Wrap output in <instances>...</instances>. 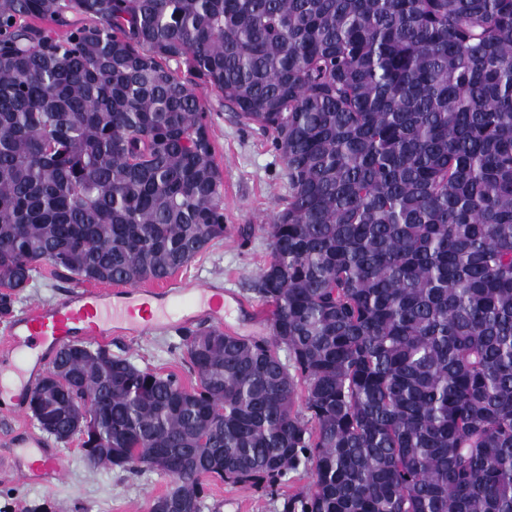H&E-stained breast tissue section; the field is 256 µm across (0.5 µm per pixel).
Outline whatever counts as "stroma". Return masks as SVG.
Masks as SVG:
<instances>
[{"label":"stroma","mask_w":512,"mask_h":512,"mask_svg":"<svg viewBox=\"0 0 512 512\" xmlns=\"http://www.w3.org/2000/svg\"><path fill=\"white\" fill-rule=\"evenodd\" d=\"M201 100L208 113L216 161L224 171V237L179 271V279L223 283L247 306L262 309L247 288L268 257L270 224L288 196L283 165L269 137L257 128L240 124L224 107L217 92L204 89ZM72 289L53 280L42 266L15 306L23 314L33 304L53 303ZM107 346L139 368L175 373L184 383L192 378L183 366L178 329L167 328L150 336L115 335ZM28 410L0 397V458L13 451L15 435L37 431ZM63 463L59 481L46 485L18 478L0 468V512H28L32 505L50 502L53 512H149L154 497L169 479L158 472L137 476L112 469H94L86 462L78 439L60 442L47 437ZM277 498L252 486L210 480L204 512H278Z\"/></svg>","instance_id":"1"}]
</instances>
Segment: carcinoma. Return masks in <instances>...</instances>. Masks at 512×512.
Here are the masks:
<instances>
[{
    "label": "carcinoma",
    "instance_id": "1",
    "mask_svg": "<svg viewBox=\"0 0 512 512\" xmlns=\"http://www.w3.org/2000/svg\"><path fill=\"white\" fill-rule=\"evenodd\" d=\"M201 87L288 179L270 336L183 328L193 386L70 343L39 428L169 476L150 512L301 466L281 512H512V0H0L1 320L42 265L162 282L224 238Z\"/></svg>",
    "mask_w": 512,
    "mask_h": 512
}]
</instances>
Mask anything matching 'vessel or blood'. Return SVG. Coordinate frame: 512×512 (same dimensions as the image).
<instances>
[{"label":"vessel or blood","instance_id":"obj_1","mask_svg":"<svg viewBox=\"0 0 512 512\" xmlns=\"http://www.w3.org/2000/svg\"><path fill=\"white\" fill-rule=\"evenodd\" d=\"M174 309L187 326L198 320L223 324L224 288L175 279L156 288H80L56 304L31 306L10 325L11 347L27 357L14 390L15 400H22L37 383L48 351L79 339L105 341L118 330L131 336L153 334ZM23 445L28 449L26 456L12 464L17 475L40 482L60 478L62 466L53 450L44 448L33 435Z\"/></svg>","mask_w":512,"mask_h":512}]
</instances>
